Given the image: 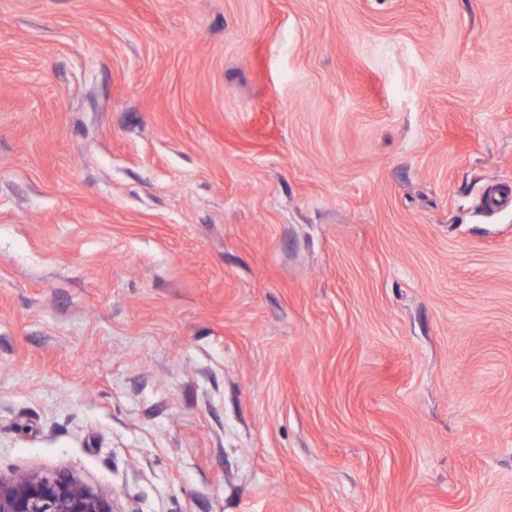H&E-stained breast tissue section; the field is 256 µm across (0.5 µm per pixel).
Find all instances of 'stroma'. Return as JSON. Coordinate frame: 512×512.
Masks as SVG:
<instances>
[{"instance_id":"1","label":"stroma","mask_w":512,"mask_h":512,"mask_svg":"<svg viewBox=\"0 0 512 512\" xmlns=\"http://www.w3.org/2000/svg\"><path fill=\"white\" fill-rule=\"evenodd\" d=\"M512 0H0V476L117 512H512Z\"/></svg>"}]
</instances>
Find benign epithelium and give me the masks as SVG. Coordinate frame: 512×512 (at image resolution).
<instances>
[{"label": "benign epithelium", "mask_w": 512, "mask_h": 512, "mask_svg": "<svg viewBox=\"0 0 512 512\" xmlns=\"http://www.w3.org/2000/svg\"><path fill=\"white\" fill-rule=\"evenodd\" d=\"M0 512H115L111 499L69 477L40 473L0 478Z\"/></svg>", "instance_id": "1"}]
</instances>
